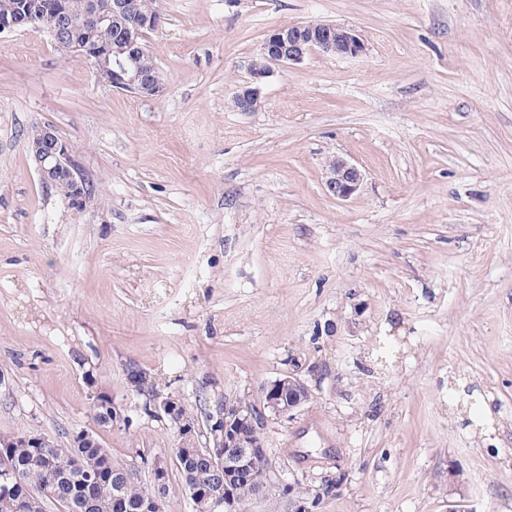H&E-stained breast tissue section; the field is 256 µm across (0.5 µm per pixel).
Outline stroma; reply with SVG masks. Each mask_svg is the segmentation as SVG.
I'll return each instance as SVG.
<instances>
[{
  "mask_svg": "<svg viewBox=\"0 0 512 512\" xmlns=\"http://www.w3.org/2000/svg\"><path fill=\"white\" fill-rule=\"evenodd\" d=\"M160 6L153 98L0 33V434L92 431L145 479L176 437L129 370L201 423L291 375L311 399L262 433L286 482L333 483L312 512H512V0ZM313 20L365 52L275 69L235 111L266 33ZM36 124L84 211L41 184ZM330 156L364 174L348 200ZM96 390L128 424L93 422ZM29 150L37 164L40 180L46 186L53 187L63 172L69 174L73 182L72 189L68 180L62 179L56 189L66 198L73 208L85 209L87 195L84 192L83 176L74 164V156L69 144L60 138L49 125L36 124L29 137ZM324 175L326 189L339 200L351 198L363 181L362 171L356 165L339 157L326 162Z\"/></svg>",
  "mask_w": 512,
  "mask_h": 512,
  "instance_id": "stroma-1",
  "label": "stroma"
}]
</instances>
